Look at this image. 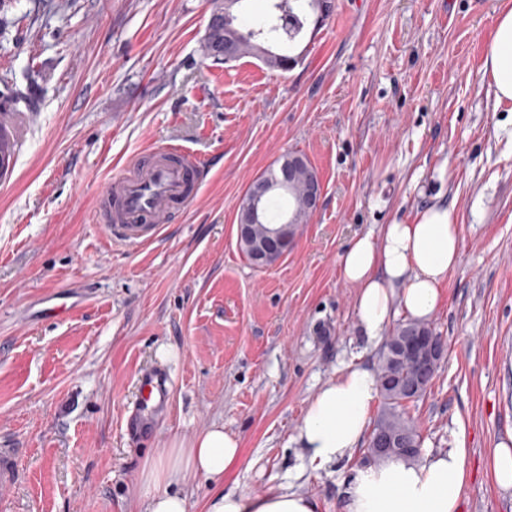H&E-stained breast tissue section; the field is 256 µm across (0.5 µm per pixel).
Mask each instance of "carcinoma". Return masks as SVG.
I'll return each mask as SVG.
<instances>
[{"label": "carcinoma", "mask_w": 512, "mask_h": 512, "mask_svg": "<svg viewBox=\"0 0 512 512\" xmlns=\"http://www.w3.org/2000/svg\"><path fill=\"white\" fill-rule=\"evenodd\" d=\"M213 11L203 43V52L210 58L230 53V60L235 61L245 56L254 57L271 68H281L291 56L285 53L299 41L310 18L317 17L315 0H272L268 17L252 26L241 27L238 16L225 7V0H212ZM14 156V143L0 125V167L7 168ZM304 174L296 176L295 183L287 192L292 202V209L298 210L303 205ZM410 330L421 336H434L435 330L427 323L408 320L397 324L390 340L396 341ZM412 371L411 358H401L395 364L388 355H379L376 379L384 403L378 422L396 434L420 442V433L416 424L404 415L402 408L410 401V396L403 391L384 386V380L390 376L406 377Z\"/></svg>", "instance_id": "cac0c4a2"}]
</instances>
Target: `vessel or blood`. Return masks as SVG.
Here are the masks:
<instances>
[{"label":"vessel or blood","instance_id":"1","mask_svg":"<svg viewBox=\"0 0 512 512\" xmlns=\"http://www.w3.org/2000/svg\"><path fill=\"white\" fill-rule=\"evenodd\" d=\"M201 167L182 148L165 147L149 163L129 168L107 184L104 196L121 204L115 221L105 227L107 239L133 246L152 241L168 223L173 206L187 200V187L197 181ZM139 384L143 406L164 403L166 386L160 376L142 374Z\"/></svg>","mask_w":512,"mask_h":512}]
</instances>
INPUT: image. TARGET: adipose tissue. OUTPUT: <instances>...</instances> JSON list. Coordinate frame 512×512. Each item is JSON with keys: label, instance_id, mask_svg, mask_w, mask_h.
<instances>
[{"label": "adipose tissue", "instance_id": "adipose-tissue-1", "mask_svg": "<svg viewBox=\"0 0 512 512\" xmlns=\"http://www.w3.org/2000/svg\"><path fill=\"white\" fill-rule=\"evenodd\" d=\"M484 71L496 103L512 102V6L497 15L484 49ZM460 226L453 207L436 202L413 223L385 225L380 237L353 239L340 258V275L358 288L357 323L367 337L382 336L396 309L430 319L441 288L459 261ZM378 386L366 367L354 366L309 401L296 441L316 469L352 459L363 443ZM241 461L237 435L214 426L187 445L158 450L143 468L145 512H188L172 483L185 471L205 477L214 492L206 512H318L316 500L269 489L262 495L228 491L225 476ZM466 451L456 447L412 461L392 458L357 466L341 493L342 512H461Z\"/></svg>", "mask_w": 512, "mask_h": 512}]
</instances>
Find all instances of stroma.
Instances as JSON below:
<instances>
[{
	"mask_svg": "<svg viewBox=\"0 0 512 512\" xmlns=\"http://www.w3.org/2000/svg\"><path fill=\"white\" fill-rule=\"evenodd\" d=\"M502 0H333L292 69L204 55L212 0H0V512H143L142 467L217 425L241 440L225 489L279 485L340 512L353 464L313 470L294 437L327 380L376 369L339 261L358 235L453 205L460 260L429 324L445 348L408 403L422 452L467 450L461 512H512L489 454L512 438V106L484 47ZM26 103L9 106L12 91ZM204 163L151 243L108 246L101 193L150 148ZM304 155L318 210L273 266L237 216L253 179ZM169 379L157 428L131 411ZM166 379H162L158 375L151 373H143L139 380L140 391L142 394L141 407L148 409L149 407H158L165 402L166 397ZM151 404V405H150Z\"/></svg>",
	"mask_w": 512,
	"mask_h": 512,
	"instance_id": "obj_1",
	"label": "stroma"
}]
</instances>
